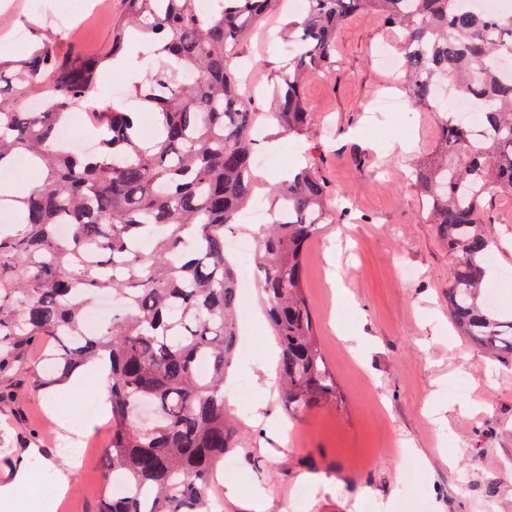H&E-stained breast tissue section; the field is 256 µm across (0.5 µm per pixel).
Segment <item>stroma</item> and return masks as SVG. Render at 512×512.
<instances>
[{
	"mask_svg": "<svg viewBox=\"0 0 512 512\" xmlns=\"http://www.w3.org/2000/svg\"><path fill=\"white\" fill-rule=\"evenodd\" d=\"M57 16L50 27L59 48L73 58L105 51L124 0H0V47L9 48L25 30L24 50L39 8ZM296 0H278L239 47L265 95L256 109H271L268 95L288 54L267 42L269 27L296 15ZM399 33L374 13H358L344 24L332 73L310 71L302 85L313 119L300 138L266 125L256 156L280 154L282 167H256L273 180L280 171L311 166L322 175L330 200L339 201L304 254V290L316 319L317 337L337 378L338 404L290 415L269 385L265 355L275 340L262 313L256 285L240 283L238 313L242 344L227 378L230 403L246 423L239 448L237 493L227 497L223 478L211 490L216 512H253L264 494L266 512H512V356L491 357L453 328L448 285L456 260L434 225L423 218L410 182V162L429 157L439 134L437 113L405 109L402 119L380 112V96L404 98L402 74L383 63L398 52ZM148 47L129 48L121 68L101 72L91 107L114 102L112 82L159 68ZM497 249L485 276L497 285L498 308L512 313V199L485 206ZM341 279L351 300L337 304L332 290ZM47 363L32 374L0 383V485L24 466V491L17 508L0 512H42V503L67 494L69 512H93L104 482L99 456L112 437L110 417L82 414V404L99 400L101 383L88 377L79 389L48 392ZM474 403L461 414L455 407ZM82 414L79 429L71 418ZM76 431L87 454L74 463V479L62 488L55 465L60 433ZM497 496L488 499V486ZM308 488L305 510L296 494Z\"/></svg>",
	"mask_w": 512,
	"mask_h": 512,
	"instance_id": "obj_1",
	"label": "stroma"
}]
</instances>
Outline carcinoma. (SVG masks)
I'll return each instance as SVG.
<instances>
[{
  "mask_svg": "<svg viewBox=\"0 0 512 512\" xmlns=\"http://www.w3.org/2000/svg\"><path fill=\"white\" fill-rule=\"evenodd\" d=\"M273 2L211 0L204 10L199 0H125L105 57L70 63L51 35L24 58L0 52V166L25 158L39 178L22 199L0 192L21 211L18 227L0 229V381L34 370L36 347L58 385L81 365L108 366L112 441L102 456L108 484L125 489L104 495L97 512H211L218 465L242 445L224 388L239 336L238 264L224 237L254 194L258 120L304 134V76L329 70L338 32L357 13L400 32L405 98L441 114L413 186L457 259L450 318L486 352L512 356V316L483 288L496 248L484 202L512 197V74L499 69L512 58V12L486 15L459 0H307L278 33L290 59L263 114L236 47ZM139 30L154 34L146 45L163 66L133 82V107L89 113L99 151L64 148V120ZM36 97L48 106L31 112ZM270 191L277 212L256 232L254 262L280 348L279 400L301 414L337 398L303 288L302 253L329 215L327 191L311 167ZM104 295L120 297L122 311L90 334L85 311ZM145 400L160 414L149 432L133 416Z\"/></svg>",
  "mask_w": 512,
  "mask_h": 512,
  "instance_id": "cac0c4a2",
  "label": "carcinoma"
}]
</instances>
